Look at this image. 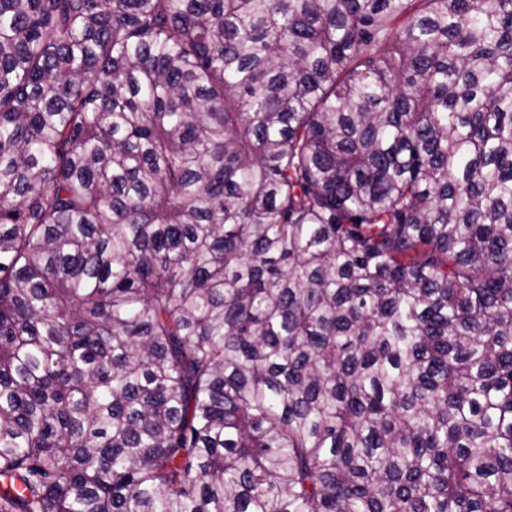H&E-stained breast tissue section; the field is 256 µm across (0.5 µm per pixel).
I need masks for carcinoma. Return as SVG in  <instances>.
I'll use <instances>...</instances> for the list:
<instances>
[{"instance_id": "1", "label": "carcinoma", "mask_w": 512, "mask_h": 512, "mask_svg": "<svg viewBox=\"0 0 512 512\" xmlns=\"http://www.w3.org/2000/svg\"><path fill=\"white\" fill-rule=\"evenodd\" d=\"M0 512H512V0H0Z\"/></svg>"}]
</instances>
